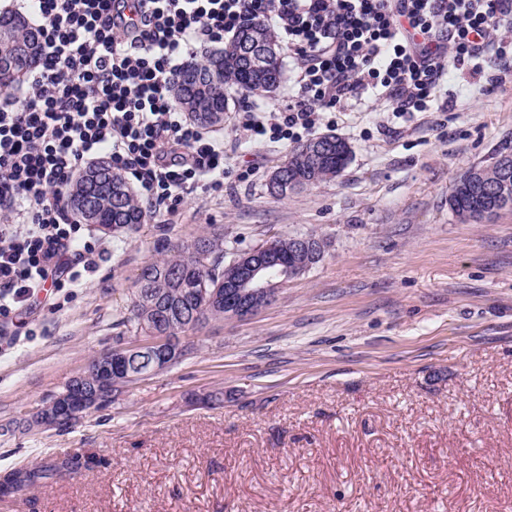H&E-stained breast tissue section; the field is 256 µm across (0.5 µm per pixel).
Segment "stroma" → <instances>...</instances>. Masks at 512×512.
<instances>
[{
	"label": "stroma",
	"mask_w": 512,
	"mask_h": 512,
	"mask_svg": "<svg viewBox=\"0 0 512 512\" xmlns=\"http://www.w3.org/2000/svg\"><path fill=\"white\" fill-rule=\"evenodd\" d=\"M450 112H340L321 134L353 154L336 180L279 197L288 146H237L219 195L148 212L77 288L49 292L0 355V477L35 472L0 512H512V210L448 208L454 180L512 150V84L453 70ZM255 165L257 177L238 171ZM225 248L313 235L323 258L247 319L186 335L169 369L78 421L28 431L41 404L105 350L141 340L122 320L163 245L209 229Z\"/></svg>",
	"instance_id": "1"
}]
</instances>
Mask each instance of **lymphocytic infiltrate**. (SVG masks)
I'll return each instance as SVG.
<instances>
[{
  "label": "lymphocytic infiltrate",
  "instance_id": "lymphocytic-infiltrate-1",
  "mask_svg": "<svg viewBox=\"0 0 512 512\" xmlns=\"http://www.w3.org/2000/svg\"><path fill=\"white\" fill-rule=\"evenodd\" d=\"M41 58L21 100L0 101V347L49 288H76L105 244L83 239L65 205L72 176L100 151L153 211L224 190L221 137L189 121L172 80L196 46L244 20L273 28L293 63L286 99L238 115L248 140L298 143L358 101L393 117L444 112L448 72L483 91L512 83V0H31Z\"/></svg>",
  "mask_w": 512,
  "mask_h": 512
}]
</instances>
